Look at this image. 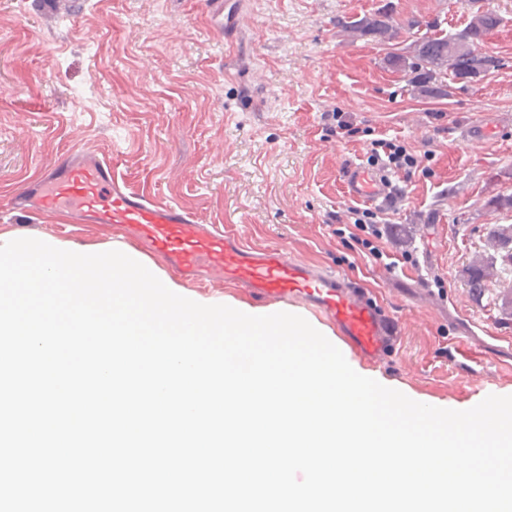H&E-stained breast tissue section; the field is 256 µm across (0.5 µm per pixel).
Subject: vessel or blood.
I'll use <instances>...</instances> for the list:
<instances>
[{
	"label": "vessel or blood",
	"mask_w": 512,
	"mask_h": 512,
	"mask_svg": "<svg viewBox=\"0 0 512 512\" xmlns=\"http://www.w3.org/2000/svg\"><path fill=\"white\" fill-rule=\"evenodd\" d=\"M345 192L355 201L382 202L389 189L382 173L354 165L346 172ZM8 205L19 212L53 214L65 225L108 226L198 287L234 284L265 303L287 301L316 311L367 362H383L396 345L389 316L358 281L282 248L245 245L197 214L130 190L111 163L95 153L67 151L48 173L12 195Z\"/></svg>",
	"instance_id": "vessel-or-blood-1"
}]
</instances>
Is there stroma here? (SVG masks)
Wrapping results in <instances>:
<instances>
[{
    "instance_id": "stroma-1",
    "label": "stroma",
    "mask_w": 512,
    "mask_h": 512,
    "mask_svg": "<svg viewBox=\"0 0 512 512\" xmlns=\"http://www.w3.org/2000/svg\"><path fill=\"white\" fill-rule=\"evenodd\" d=\"M388 1L402 48L418 37L409 19L452 34L471 18L464 0H237L245 23L230 40L209 24L207 0H0V234L111 248L107 230L66 233L6 205L78 144L132 190L370 288L400 342L361 370L452 408L512 395V271L495 269L479 292L464 275L492 253V225L512 224V209L487 206L512 195V0H483L504 19L485 45L502 68L444 98L413 93L386 65L388 46L338 32L337 20ZM332 112L360 134H326ZM491 117L494 141L461 139ZM374 136L422 158L399 179L379 243L415 257L395 269L336 233L352 205L342 171L365 164Z\"/></svg>"
}]
</instances>
